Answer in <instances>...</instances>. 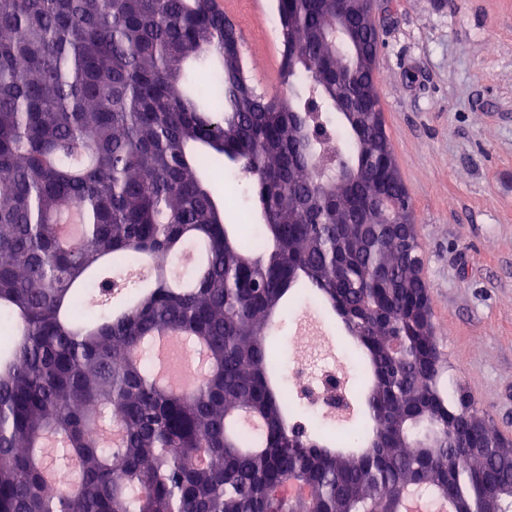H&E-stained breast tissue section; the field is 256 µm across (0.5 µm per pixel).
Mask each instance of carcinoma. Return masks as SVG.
I'll list each match as a JSON object with an SVG mask.
<instances>
[{"label":"carcinoma","mask_w":512,"mask_h":512,"mask_svg":"<svg viewBox=\"0 0 512 512\" xmlns=\"http://www.w3.org/2000/svg\"><path fill=\"white\" fill-rule=\"evenodd\" d=\"M282 89L244 75L214 0H0V512H399L408 493L453 512H512V446L471 432L474 402L441 382L417 297L416 240L362 233L367 201L399 191L350 52L358 0H277ZM317 120L345 148L319 167ZM248 178V242L205 178ZM79 217L78 240L60 234ZM335 310L373 369L368 418L344 446L269 380L292 290ZM199 357L177 390L154 341ZM78 465L63 493L46 472Z\"/></svg>","instance_id":"obj_1"}]
</instances>
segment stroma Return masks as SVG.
<instances>
[{
  "mask_svg": "<svg viewBox=\"0 0 512 512\" xmlns=\"http://www.w3.org/2000/svg\"><path fill=\"white\" fill-rule=\"evenodd\" d=\"M375 90L413 207L449 386H461L490 426L512 439V0H377ZM266 12L237 22L259 90L279 83L249 43L266 41ZM326 345L345 340L308 299L286 313L288 360L302 319Z\"/></svg>",
  "mask_w": 512,
  "mask_h": 512,
  "instance_id": "35a3bbf8",
  "label": "stroma"
}]
</instances>
